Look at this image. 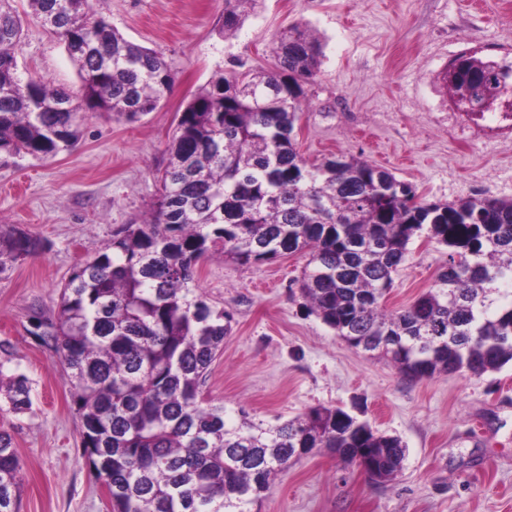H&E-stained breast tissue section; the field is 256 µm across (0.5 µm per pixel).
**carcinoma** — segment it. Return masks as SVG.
<instances>
[{"label":"carcinoma","mask_w":512,"mask_h":512,"mask_svg":"<svg viewBox=\"0 0 512 512\" xmlns=\"http://www.w3.org/2000/svg\"><path fill=\"white\" fill-rule=\"evenodd\" d=\"M258 0H224V35ZM77 66L83 105L18 72L22 20L0 0V152L54 155L74 147L81 107L133 121L155 111L174 76L154 49L127 40L89 0H28ZM277 70L220 75L177 116L161 188L141 221L116 230L107 251L77 267L57 313L33 312L36 336L67 370L83 456L107 488L111 512H252L298 448H325L355 464L365 448L374 483L397 476L406 445L341 408H312L263 426L207 401V372L231 315L190 287L196 266L221 254L241 264L308 255L299 291L338 336L388 337V361L412 380L512 362V199L427 202L388 169L339 153L310 164L293 132L303 84L322 44L306 25L279 33ZM448 80L491 105L512 76L474 55ZM448 247V263L409 306L384 298L413 239ZM0 225V273L42 250ZM22 375L0 372L13 411L31 410ZM19 462L0 433V512H16Z\"/></svg>","instance_id":"1"}]
</instances>
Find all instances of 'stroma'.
Listing matches in <instances>:
<instances>
[{"label":"stroma","instance_id":"obj_1","mask_svg":"<svg viewBox=\"0 0 512 512\" xmlns=\"http://www.w3.org/2000/svg\"><path fill=\"white\" fill-rule=\"evenodd\" d=\"M23 19L18 68L77 91L63 43L15 0ZM130 41L162 53L172 93L135 122L86 112L76 147L43 158L0 153V224L40 238L44 250L0 273V372L25 375L32 408L0 397V432L20 464L17 512H110L86 463L59 359L33 335L35 309L56 310L63 285L122 225L149 211L156 175L192 96L221 74L271 70L274 39L289 25L313 28L323 56L296 123L311 163L360 155L416 186L429 202L489 193L512 199V117L504 92L493 115L462 112L444 75L461 55L512 65V0H259L231 36L220 32L224 0H92ZM394 275L388 309L411 304L448 260L414 240ZM301 254L242 265L202 260L196 283L233 316L205 394L232 419L289 420L341 408L408 448L400 474L375 484L323 452L290 463L255 512H512V364L480 376H403L386 359L356 351L311 314L296 284Z\"/></svg>","mask_w":512,"mask_h":512}]
</instances>
